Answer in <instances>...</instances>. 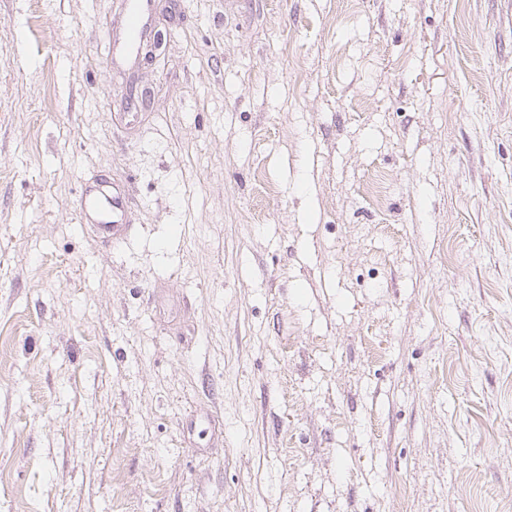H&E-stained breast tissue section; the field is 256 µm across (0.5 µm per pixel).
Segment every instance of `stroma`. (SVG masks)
Listing matches in <instances>:
<instances>
[{
	"label": "stroma",
	"instance_id": "1",
	"mask_svg": "<svg viewBox=\"0 0 512 512\" xmlns=\"http://www.w3.org/2000/svg\"><path fill=\"white\" fill-rule=\"evenodd\" d=\"M152 4L0 0V512H512V0ZM127 11L128 14L124 21L122 51L126 58H133L137 41L142 37L147 24L149 0L128 1ZM105 199L112 211L113 224H96V226L102 237L111 242L113 248H116L126 242L132 228V224H116L119 223V217L122 216L127 206L128 197L125 188L116 185L112 187V194Z\"/></svg>",
	"mask_w": 512,
	"mask_h": 512
}]
</instances>
